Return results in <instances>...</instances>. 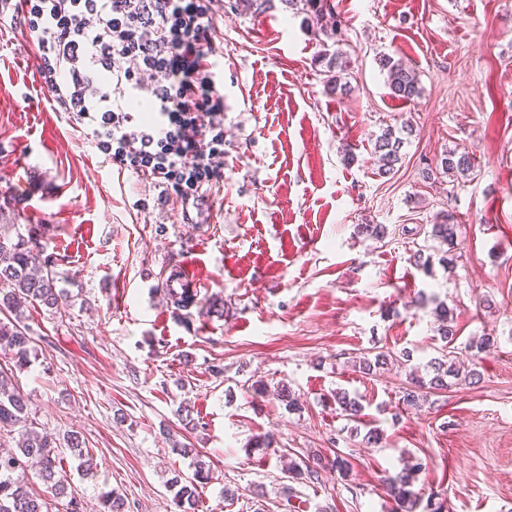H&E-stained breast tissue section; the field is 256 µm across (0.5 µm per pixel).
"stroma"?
I'll return each instance as SVG.
<instances>
[{
  "instance_id": "1",
  "label": "stroma",
  "mask_w": 512,
  "mask_h": 512,
  "mask_svg": "<svg viewBox=\"0 0 512 512\" xmlns=\"http://www.w3.org/2000/svg\"><path fill=\"white\" fill-rule=\"evenodd\" d=\"M214 0L224 90V178L204 189L199 221L97 151L41 86L37 50L0 24V224L53 260L64 309H29L35 351L16 372L38 430L82 434L95 468L63 469L82 512L103 492L125 512H175L172 477L192 475L202 449L213 479L199 512H390L382 476L406 456L425 465L414 485L447 512H512V0H333L340 41L309 28L284 0L255 16ZM346 52L351 91L328 94L324 51ZM419 75L420 98L390 96L378 58ZM412 122L403 163L377 174L387 127ZM353 150L354 162L344 159ZM468 151L475 176L440 161ZM452 213L451 268L425 275L416 247ZM382 224L378 241L358 234ZM192 263L198 304L170 306L164 283ZM454 313L455 354L481 380L402 403L414 366L441 347L436 301ZM490 336L471 358L465 346ZM407 350L409 362L368 376L353 357ZM288 385L291 412L250 385ZM362 399L343 417L336 390ZM189 404L188 432L177 415ZM383 435L375 448L363 437ZM274 447L248 451L250 439ZM343 456L314 483L290 461Z\"/></svg>"
}]
</instances>
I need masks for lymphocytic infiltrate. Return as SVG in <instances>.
Segmentation results:
<instances>
[{
  "instance_id": "1",
  "label": "lymphocytic infiltrate",
  "mask_w": 512,
  "mask_h": 512,
  "mask_svg": "<svg viewBox=\"0 0 512 512\" xmlns=\"http://www.w3.org/2000/svg\"><path fill=\"white\" fill-rule=\"evenodd\" d=\"M42 87L113 164L182 201L224 175L212 0H0Z\"/></svg>"
}]
</instances>
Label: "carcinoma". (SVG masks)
I'll use <instances>...</instances> for the list:
<instances>
[{
    "instance_id": "1",
    "label": "carcinoma",
    "mask_w": 512,
    "mask_h": 512,
    "mask_svg": "<svg viewBox=\"0 0 512 512\" xmlns=\"http://www.w3.org/2000/svg\"><path fill=\"white\" fill-rule=\"evenodd\" d=\"M306 12L307 20L321 31H327L328 23L341 25L336 16L331 0H284ZM330 75L326 80L327 90L331 93L345 94L350 90L347 62L343 61V53L336 51L323 54ZM382 69L387 71V84L390 95L394 98L413 101L420 97L421 87L416 73L407 68L400 60L390 56L380 58ZM403 137L396 135L392 128L386 129L374 144V153L380 163V174L390 175L398 171L397 165L402 162L401 149ZM441 170L451 176L469 177L474 170L472 157L466 153L448 152L441 160ZM457 225L454 218L445 215L439 223L431 225L430 237L437 240L440 246L446 247L444 255L439 258L442 263H450L448 254L455 247ZM8 288L0 292V353L10 356L13 367L23 369L30 363L34 351L32 337L28 335L25 310L35 305L48 308H60L67 305L69 294L67 289L57 287V278L52 271L50 258L41 257L36 245L30 240L19 238L12 240L0 225V284ZM167 293L171 303L179 308L194 305L196 293L191 288H169ZM437 322V334L441 341L449 345L456 339L457 330L454 326L453 312L444 301L434 308ZM394 363V357L388 352H378L369 358L362 356L353 361L352 367L361 374L371 375L377 370ZM428 378L412 377L409 386L403 392V403L408 407H418L427 397L430 389H446L462 381H472L480 377L475 370L466 373L456 366L450 358L448 350L441 356L428 362ZM275 396L290 411H298L302 403L295 397L292 390L285 384L278 387ZM336 404L350 420H358L364 411L360 400L350 397L347 393L336 392ZM28 398L12 383L8 370L0 366V430L18 431L17 449L0 454V512H43L42 498L37 495L25 479V471L29 462L38 466V479L46 489L60 497H69L67 512H81L80 502L68 496L67 476L62 473L61 452L68 448L73 455L88 457L84 451L85 441L78 432H73L63 441L37 430L30 420ZM175 450L183 455H194L196 461L192 476L171 479L170 487L175 489L174 503L179 512H196L199 502L198 487L208 484L213 479L209 465L197 456L194 448L176 445ZM329 467L342 477L350 475L347 459L335 457L324 461L319 456L294 461L288 465V477L293 480L318 479L320 470ZM422 464L414 462L393 476L384 480L385 492L394 502L392 512H444V505L429 499L422 502L418 493L413 490L418 472ZM100 512H124V500L116 492H105L100 497Z\"/></svg>"
}]
</instances>
